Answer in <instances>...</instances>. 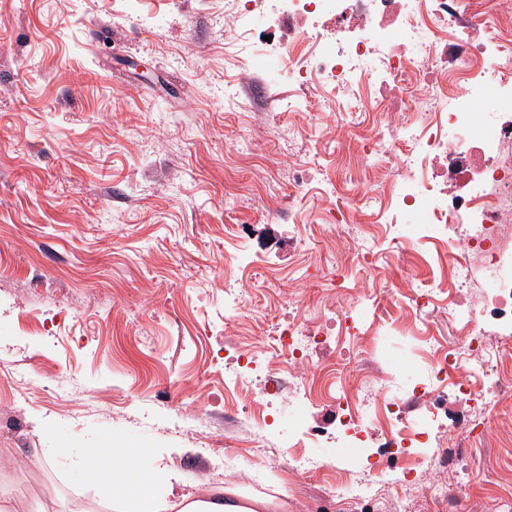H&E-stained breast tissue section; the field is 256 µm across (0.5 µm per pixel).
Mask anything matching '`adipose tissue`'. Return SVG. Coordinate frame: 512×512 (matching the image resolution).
<instances>
[{
    "label": "adipose tissue",
    "instance_id": "1",
    "mask_svg": "<svg viewBox=\"0 0 512 512\" xmlns=\"http://www.w3.org/2000/svg\"><path fill=\"white\" fill-rule=\"evenodd\" d=\"M142 449L112 443L96 449V460L88 465L86 476L119 503V512H287L283 500L245 496L236 489L219 487L203 495H173L178 483L176 472L144 473L139 469Z\"/></svg>",
    "mask_w": 512,
    "mask_h": 512
}]
</instances>
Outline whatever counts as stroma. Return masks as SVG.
<instances>
[{"label":"stroma","mask_w":512,"mask_h":512,"mask_svg":"<svg viewBox=\"0 0 512 512\" xmlns=\"http://www.w3.org/2000/svg\"><path fill=\"white\" fill-rule=\"evenodd\" d=\"M236 8L0 0V500L18 512H113L84 475L112 439L145 448L144 470L178 472V494L229 485L287 492L288 512H363L334 407H267L261 380L229 381L226 338L278 368L268 325L338 299L368 332L331 342L309 384L373 363L378 377L350 388L374 424L461 341L446 231L414 247V215L382 216L390 173L366 146L393 113L315 99L286 52L247 61L224 32ZM299 167L315 175L303 190ZM238 252L254 265L226 268ZM231 276L251 287L236 314ZM413 283L438 286L433 314L410 316ZM467 412L448 396L425 450L443 493L406 495L392 468L373 512H512V405L477 409L491 435L460 429L467 464L445 466ZM306 416L324 435L292 445Z\"/></svg>","instance_id":"1"}]
</instances>
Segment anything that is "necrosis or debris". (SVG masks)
Returning <instances> with one entry per match:
<instances>
[{"label":"necrosis or debris","mask_w":512,"mask_h":512,"mask_svg":"<svg viewBox=\"0 0 512 512\" xmlns=\"http://www.w3.org/2000/svg\"><path fill=\"white\" fill-rule=\"evenodd\" d=\"M224 20L227 32L243 37L248 9L277 8L288 43L290 77L308 87L319 84L349 96L358 112L382 107L404 113L425 109L435 114L432 128L399 120L390 132L394 177L387 200L391 219L407 211L424 213L454 239L453 259L461 270L479 261L496 286L480 298L460 296L448 314L461 326L466 346L440 353L432 361L438 379L462 371L458 388L472 392L483 379L497 400L512 401V379L489 373L484 326L512 330V0H491L487 8L464 0H241ZM499 98L494 112L478 111L487 94ZM451 100L441 108L442 100ZM343 306L332 305L324 323L306 328L292 319L269 335L285 358L265 385L279 397L298 388L313 366L307 338L350 333ZM444 394L429 387L386 404L383 415L393 427L373 470L418 459L405 445H425L430 435L410 426L409 416L439 407Z\"/></svg>","instance_id":"1"}]
</instances>
